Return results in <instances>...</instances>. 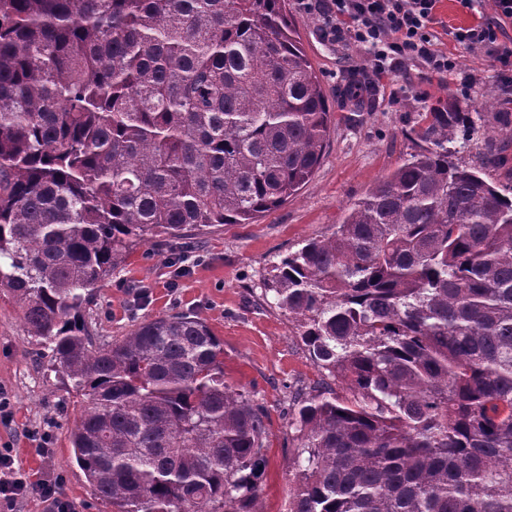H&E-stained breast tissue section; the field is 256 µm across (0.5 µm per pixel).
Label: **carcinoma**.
Returning a JSON list of instances; mask_svg holds the SVG:
<instances>
[{"instance_id":"carcinoma-1","label":"carcinoma","mask_w":512,"mask_h":512,"mask_svg":"<svg viewBox=\"0 0 512 512\" xmlns=\"http://www.w3.org/2000/svg\"><path fill=\"white\" fill-rule=\"evenodd\" d=\"M331 110L286 0H0V288L87 398L71 443L116 512H258L266 412L188 313L95 343L130 250L251 224L321 164ZM265 292L321 382L288 403L290 512H512V187L457 162V103Z\"/></svg>"}]
</instances>
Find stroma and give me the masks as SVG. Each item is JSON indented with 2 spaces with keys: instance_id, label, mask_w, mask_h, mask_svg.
<instances>
[{
  "instance_id": "1",
  "label": "stroma",
  "mask_w": 512,
  "mask_h": 512,
  "mask_svg": "<svg viewBox=\"0 0 512 512\" xmlns=\"http://www.w3.org/2000/svg\"><path fill=\"white\" fill-rule=\"evenodd\" d=\"M288 14L322 82L332 110L326 155L310 180L287 202L251 224H222L176 241L142 244L99 288L85 320L95 339L126 336L140 322L172 312L203 320L224 343V380L249 392L268 414L267 466L260 481V512H289V475L297 442L284 410L322 375L310 359L295 322L266 295L263 281L274 263L308 239L330 236L349 207L416 149V113L453 98L482 105L480 135L461 149L473 164L500 159L491 175L512 185V86L502 87L491 59L444 38L458 59L461 81L426 82L413 67L415 87L427 100L396 98L391 82L367 90L362 104L347 94L353 63L362 53L322 37L315 22L289 0ZM0 388L13 402V420L0 424V445H11L16 472L30 481L61 480L72 512H113L96 499L75 461L70 432L80 411L66 380L48 367L40 347L25 335L20 310L0 289ZM51 426L54 441L42 451L28 436Z\"/></svg>"
}]
</instances>
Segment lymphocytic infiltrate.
I'll use <instances>...</instances> for the list:
<instances>
[{
    "label": "lymphocytic infiltrate",
    "instance_id": "obj_1",
    "mask_svg": "<svg viewBox=\"0 0 512 512\" xmlns=\"http://www.w3.org/2000/svg\"><path fill=\"white\" fill-rule=\"evenodd\" d=\"M492 17L465 27L440 22L439 0H297L300 11L310 16L325 38L365 50L376 79L404 76V96L415 95L409 81V65L416 62L427 75L456 81L458 64L442 48L443 37L468 50H486L493 59L496 81L512 83V49L500 47L498 34L512 23V0H492ZM38 494L46 512H71L58 484H30L13 472L9 448H0V503L13 505L28 494Z\"/></svg>",
    "mask_w": 512,
    "mask_h": 512
}]
</instances>
